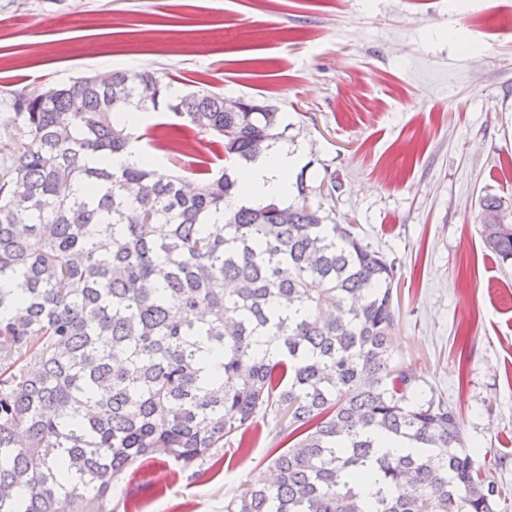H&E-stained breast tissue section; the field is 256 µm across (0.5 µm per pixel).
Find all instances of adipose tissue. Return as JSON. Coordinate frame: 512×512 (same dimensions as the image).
Segmentation results:
<instances>
[{
    "mask_svg": "<svg viewBox=\"0 0 512 512\" xmlns=\"http://www.w3.org/2000/svg\"><path fill=\"white\" fill-rule=\"evenodd\" d=\"M295 164L294 154L287 149L273 147L255 160L241 165L236 177L242 188V199L260 204L270 198H287L290 174Z\"/></svg>",
    "mask_w": 512,
    "mask_h": 512,
    "instance_id": "1",
    "label": "adipose tissue"
}]
</instances>
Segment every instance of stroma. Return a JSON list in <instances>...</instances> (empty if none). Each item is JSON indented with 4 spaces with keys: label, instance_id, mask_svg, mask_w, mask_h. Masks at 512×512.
Instances as JSON below:
<instances>
[{
    "label": "stroma",
    "instance_id": "obj_1",
    "mask_svg": "<svg viewBox=\"0 0 512 512\" xmlns=\"http://www.w3.org/2000/svg\"><path fill=\"white\" fill-rule=\"evenodd\" d=\"M116 68L266 99L309 201L394 260V359L453 407L477 468L512 487V267L483 197H512V0H0V171L23 90ZM274 418L202 475L136 461L115 512H224L286 446Z\"/></svg>",
    "mask_w": 512,
    "mask_h": 512
}]
</instances>
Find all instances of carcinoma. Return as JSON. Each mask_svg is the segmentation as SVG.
Listing matches in <instances>:
<instances>
[{"label":"carcinoma","mask_w":512,"mask_h":512,"mask_svg":"<svg viewBox=\"0 0 512 512\" xmlns=\"http://www.w3.org/2000/svg\"><path fill=\"white\" fill-rule=\"evenodd\" d=\"M171 87L120 68L11 103L28 143L0 176V512H114L137 459L163 448L189 471L270 412L292 442L224 512H496L507 489L456 411L393 358L394 263L302 181L292 206L231 205L278 108ZM162 107L212 137L220 173L203 163L190 188L117 164L142 141L126 113ZM481 206L486 248L512 262V224L493 223L512 205Z\"/></svg>","instance_id":"cac0c4a2"}]
</instances>
